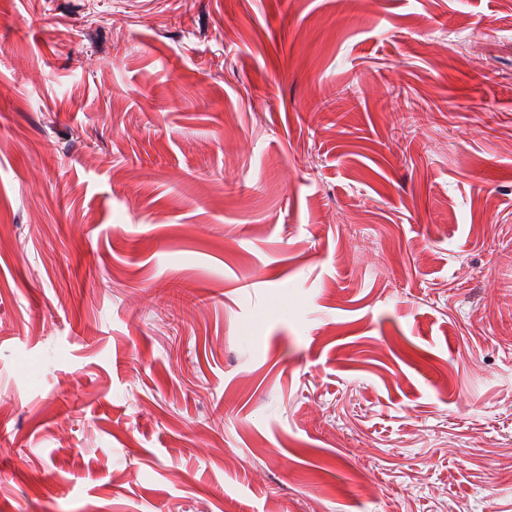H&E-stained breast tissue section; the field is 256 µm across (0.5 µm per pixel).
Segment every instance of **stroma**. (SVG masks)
I'll return each mask as SVG.
<instances>
[{"instance_id": "stroma-1", "label": "stroma", "mask_w": 512, "mask_h": 512, "mask_svg": "<svg viewBox=\"0 0 512 512\" xmlns=\"http://www.w3.org/2000/svg\"><path fill=\"white\" fill-rule=\"evenodd\" d=\"M0 512H512V0H0Z\"/></svg>"}]
</instances>
